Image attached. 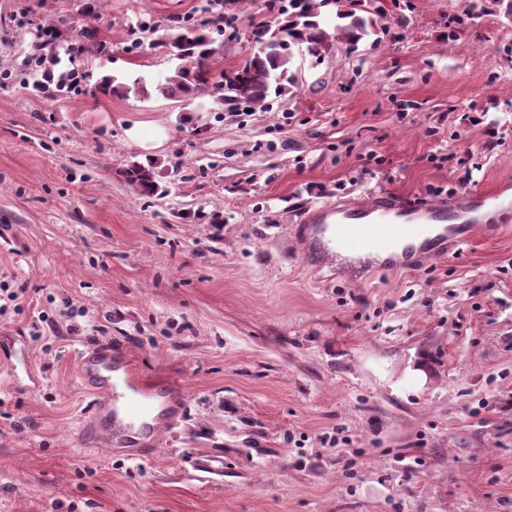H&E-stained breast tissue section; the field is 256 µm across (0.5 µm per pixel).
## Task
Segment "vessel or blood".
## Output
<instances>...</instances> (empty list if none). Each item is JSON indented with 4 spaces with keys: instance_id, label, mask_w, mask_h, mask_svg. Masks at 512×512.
Masks as SVG:
<instances>
[{
    "instance_id": "vessel-or-blood-1",
    "label": "vessel or blood",
    "mask_w": 512,
    "mask_h": 512,
    "mask_svg": "<svg viewBox=\"0 0 512 512\" xmlns=\"http://www.w3.org/2000/svg\"><path fill=\"white\" fill-rule=\"evenodd\" d=\"M509 211L512 198L500 192L472 189L451 205H416L382 192L368 206L318 207L297 225L296 235L307 253L336 258L347 269L361 270L365 257L373 256L383 269L416 270L448 249L463 251L475 227L495 235L497 226L485 223V216ZM76 375L88 397L79 434L96 443L137 447L136 422L171 421L181 404L175 388L155 390L142 383L108 343L83 349Z\"/></svg>"
}]
</instances>
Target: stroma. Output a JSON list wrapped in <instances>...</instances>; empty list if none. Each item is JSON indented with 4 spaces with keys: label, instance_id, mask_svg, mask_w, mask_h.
<instances>
[{
    "label": "stroma",
    "instance_id": "stroma-1",
    "mask_svg": "<svg viewBox=\"0 0 512 512\" xmlns=\"http://www.w3.org/2000/svg\"><path fill=\"white\" fill-rule=\"evenodd\" d=\"M206 2L0 0V512H512V225L357 281L293 234L322 204L512 187V22L411 0L247 116L96 91L163 80L157 31ZM90 21L108 50L76 51ZM48 26L77 88L35 86ZM149 158L151 199L122 175ZM98 343L182 392L150 457L78 435ZM100 89L115 95H125L130 92L149 94L148 88L141 79H135L132 85L118 81L116 77L106 76L100 83Z\"/></svg>",
    "mask_w": 512,
    "mask_h": 512
}]
</instances>
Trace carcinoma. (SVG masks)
<instances>
[{
  "label": "carcinoma",
  "instance_id": "1",
  "mask_svg": "<svg viewBox=\"0 0 512 512\" xmlns=\"http://www.w3.org/2000/svg\"><path fill=\"white\" fill-rule=\"evenodd\" d=\"M267 7L276 11L275 24L256 23L247 30L251 52L230 70L222 97L216 103L229 110L261 107L271 96H279L295 84L296 60L310 57L320 60L336 39L356 49L372 33L374 17L384 14L375 0H269ZM236 15L225 10L206 20L186 17L160 36L157 45L168 50L178 61L174 70L154 86L163 96L192 98L224 74L214 75L210 59L215 53L216 37L234 27ZM100 89L115 95L146 93L140 79L132 84L106 76ZM127 182L146 197L160 191L155 162H135L124 170Z\"/></svg>",
  "mask_w": 512,
  "mask_h": 512
}]
</instances>
